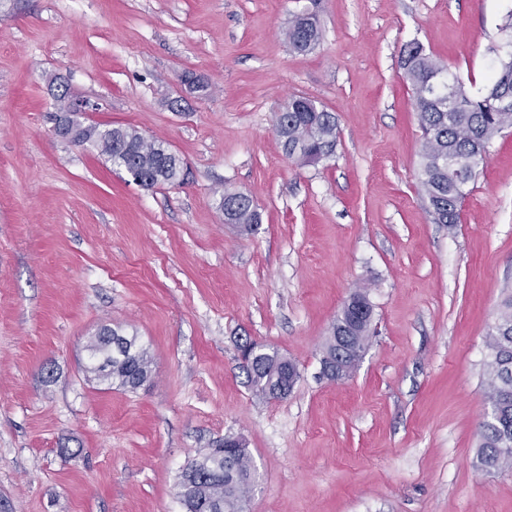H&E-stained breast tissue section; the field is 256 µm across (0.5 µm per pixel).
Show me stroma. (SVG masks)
I'll list each match as a JSON object with an SVG mask.
<instances>
[{
    "mask_svg": "<svg viewBox=\"0 0 512 512\" xmlns=\"http://www.w3.org/2000/svg\"><path fill=\"white\" fill-rule=\"evenodd\" d=\"M311 0H0V512H186L183 468L242 437L244 512H512V473L476 469L486 337L512 294V129L491 142L461 220L420 183L401 52L419 40L478 89L512 0H320L306 53L285 32ZM196 74L209 88L179 86ZM178 154L144 189L55 139L57 85ZM295 95L334 112L336 153L285 155ZM261 222L225 223L224 191ZM372 332L354 375L320 374L344 300ZM137 336L153 374L87 372L100 327ZM296 361L288 396L250 388L239 348Z\"/></svg>",
    "mask_w": 512,
    "mask_h": 512,
    "instance_id": "obj_1",
    "label": "stroma"
}]
</instances>
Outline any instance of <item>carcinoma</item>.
<instances>
[{
  "label": "carcinoma",
  "mask_w": 512,
  "mask_h": 512,
  "mask_svg": "<svg viewBox=\"0 0 512 512\" xmlns=\"http://www.w3.org/2000/svg\"><path fill=\"white\" fill-rule=\"evenodd\" d=\"M297 52L313 49L321 38L317 14L295 19L286 32ZM497 65L489 81L471 94L457 74L427 53L413 40L401 58L403 78L412 91L413 105L423 132L421 186L439 224H457L466 189L476 176L470 160H483L489 144L502 131L512 128V109H501L495 100L498 89H512V61ZM455 90L452 105L445 104ZM274 132L285 153L300 165H317L333 157L337 145L336 115L317 101L293 96L276 113ZM83 143L93 146L112 165L125 171L134 182L149 186H175L184 180L182 159L163 142L149 140L132 127L84 126L78 133ZM444 157L458 160L460 170L441 165ZM224 222L249 229L260 223L252 198L242 192H224L220 199ZM373 308L365 291H353L344 301L321 348V362L336 358V344L348 349L342 362L343 378L356 370L366 347ZM243 359L250 386L272 396L288 370L299 375L296 363L276 349L250 344ZM485 363V398L491 407V422L484 425L477 450L476 466L486 473L512 470V295L500 304L488 333ZM87 371L119 387L136 390L152 377V359L136 336L103 326L86 346ZM256 474L249 449L239 437L227 436L211 444L184 468L178 483V498L187 512H242Z\"/></svg>",
  "instance_id": "obj_1"
}]
</instances>
